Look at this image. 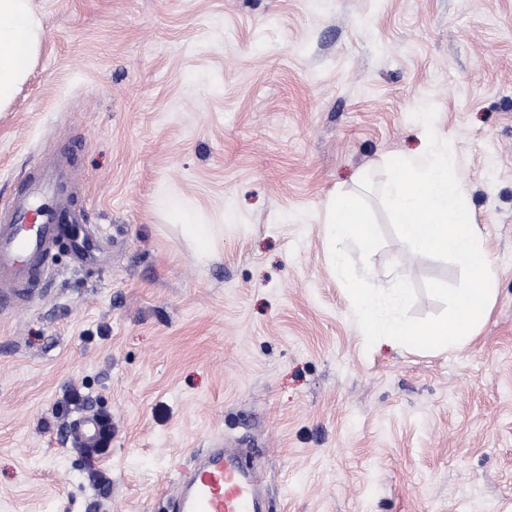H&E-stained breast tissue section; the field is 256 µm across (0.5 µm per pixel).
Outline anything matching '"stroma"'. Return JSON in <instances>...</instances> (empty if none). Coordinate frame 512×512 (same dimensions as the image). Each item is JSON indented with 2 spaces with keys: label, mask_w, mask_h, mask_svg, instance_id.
I'll return each mask as SVG.
<instances>
[{
  "label": "stroma",
  "mask_w": 512,
  "mask_h": 512,
  "mask_svg": "<svg viewBox=\"0 0 512 512\" xmlns=\"http://www.w3.org/2000/svg\"><path fill=\"white\" fill-rule=\"evenodd\" d=\"M37 58L0 110V205L70 157L99 262L54 248L0 311V512H170L205 449L243 448L270 512H512V0H33ZM437 111L492 261L458 348L366 346L324 207L426 149ZM224 238L208 258L164 211ZM385 236L371 280L460 268ZM80 391V404L66 397ZM108 416L101 483L68 437Z\"/></svg>",
  "instance_id": "1"
}]
</instances>
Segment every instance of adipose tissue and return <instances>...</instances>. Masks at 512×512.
I'll return each instance as SVG.
<instances>
[{
  "label": "adipose tissue",
  "mask_w": 512,
  "mask_h": 512,
  "mask_svg": "<svg viewBox=\"0 0 512 512\" xmlns=\"http://www.w3.org/2000/svg\"><path fill=\"white\" fill-rule=\"evenodd\" d=\"M43 27L31 0H0V108L7 106L39 53Z\"/></svg>",
  "instance_id": "ef3b65f1"
}]
</instances>
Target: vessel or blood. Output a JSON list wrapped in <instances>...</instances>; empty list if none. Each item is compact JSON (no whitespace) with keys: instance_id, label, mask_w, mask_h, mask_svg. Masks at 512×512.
<instances>
[{"instance_id":"1","label":"vessel or blood","mask_w":512,"mask_h":512,"mask_svg":"<svg viewBox=\"0 0 512 512\" xmlns=\"http://www.w3.org/2000/svg\"><path fill=\"white\" fill-rule=\"evenodd\" d=\"M85 213L72 200L64 168H42L30 175L12 202L0 210V304L21 289L37 287L41 268L60 239H68L77 264L99 257L97 243L82 226ZM80 443L95 446V419L83 416L73 427ZM172 512H267L256 475L230 448L209 449L178 483Z\"/></svg>"}]
</instances>
